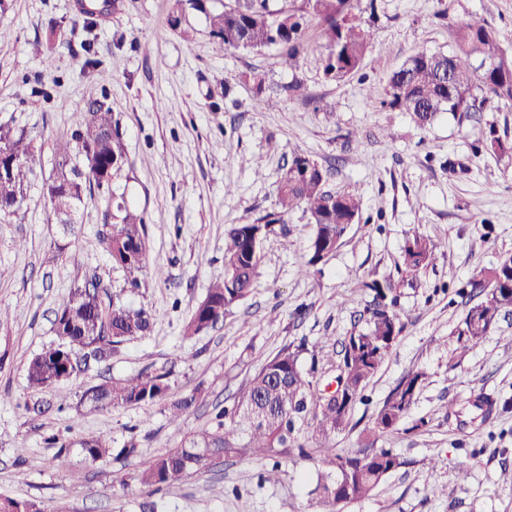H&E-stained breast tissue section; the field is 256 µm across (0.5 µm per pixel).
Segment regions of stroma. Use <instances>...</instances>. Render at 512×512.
Listing matches in <instances>:
<instances>
[{"mask_svg": "<svg viewBox=\"0 0 512 512\" xmlns=\"http://www.w3.org/2000/svg\"><path fill=\"white\" fill-rule=\"evenodd\" d=\"M79 0H5L0 26V124L34 136L35 177L18 219L0 223V496L35 498L49 512H322L313 495L318 464L281 456L279 481L259 475L268 460L224 457L203 474L156 491L132 479L138 467L210 428L239 387L280 349L330 337L321 354L332 380L346 336L365 295L353 281L392 272L414 232L443 248L415 288L399 291L405 328L354 407L357 426L337 432V447H361V426L382 408L409 372L426 375L408 418L413 428L376 440L404 461L367 498L344 512H512V408L483 423L470 412L447 416L448 401L477 393L512 397V311L456 364L465 307L457 288L480 269L512 253V159L478 151L488 128L512 141V107L483 113H441L418 126L406 112L385 107L389 74L409 56L447 51L456 23L487 22L512 50V0H376L362 10L374 50L341 82L326 79L318 55L286 64L277 48L227 50L210 34L205 14L191 11L184 40L168 21L170 0H116L111 19L89 27ZM94 41L112 69L109 81L84 66L82 46ZM42 43L43 55L32 48ZM278 93L277 108L256 97L253 75ZM301 79L306 97L289 94ZM53 86L50 100L34 96L36 81ZM107 97L130 161L127 198L146 224V267L140 286L126 287L100 241L105 192H94L80 216L76 240L59 236L41 186L55 143L70 137L83 102ZM308 155L331 168L332 190L352 189L362 221L340 246L304 276L299 266L314 226L296 210L263 246L256 286L214 329L188 338L184 326L211 281L224 268L230 225L257 222L273 211L284 163ZM154 315L150 332L114 346L106 363L41 393L27 388L25 365L55 338L53 311L84 276ZM167 370L170 395L197 394L195 409L173 423L163 405L94 410L80 406L102 378ZM110 436L119 448L136 440L128 460H84L78 441ZM55 435L71 444L70 465L58 469ZM470 456L466 480L452 466Z\"/></svg>", "mask_w": 512, "mask_h": 512, "instance_id": "stroma-1", "label": "stroma"}]
</instances>
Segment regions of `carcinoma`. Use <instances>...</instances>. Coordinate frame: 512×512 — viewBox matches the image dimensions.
Listing matches in <instances>:
<instances>
[{
    "mask_svg": "<svg viewBox=\"0 0 512 512\" xmlns=\"http://www.w3.org/2000/svg\"><path fill=\"white\" fill-rule=\"evenodd\" d=\"M210 0H173L170 25L181 30L189 9L205 13L211 34L226 49L258 51L278 46L289 61L302 53H318L325 78L342 81L356 73L372 51L369 31L356 19L360 0H303L304 7L273 9L270 0H233L221 9L210 10ZM315 25L318 38L310 40L307 29ZM87 68L106 81L110 72L103 68L94 43L85 46ZM384 105L411 114L420 126L434 121L441 112L479 113L502 105H512V52L504 49L496 32L483 21L458 25L451 51L416 53L389 77ZM81 119L71 138L55 146V164L45 183V197L54 214L75 212L66 234H77L81 209L87 195L101 188V180H118L129 160L123 148L118 121L112 115L107 97L92 99L79 106ZM481 148L500 156H512V142L489 131ZM0 163L13 175L0 180V216L16 215L22 208L35 151L33 139L23 128L0 126ZM90 177L76 178L77 165ZM331 169L304 154H295L284 168L278 188L276 208L264 216L262 224H233L224 238V270L207 289L185 327V336L206 332L233 306L252 291L259 275L263 244L274 232L273 225L285 223L296 209L310 216L315 230L303 264L308 272L328 259L343 238L348 225L361 221L360 200L352 191L328 188ZM112 209L104 218L108 233L103 235L105 250L113 266L127 276L131 287H139L138 274L146 266L145 220L117 184L108 188ZM442 243L415 233L404 247L395 272L380 279L358 281L355 287L368 291L360 319L364 327L342 342L341 358L334 379L336 389L321 385L318 345L307 347L302 340L285 347L255 373L237 392L233 404L216 416L215 425L192 438L179 449L156 456L133 474L143 489L170 487L191 474L208 471L215 459L250 448L272 461L261 474L267 481L279 472V457L297 449L300 457L316 456L320 462L314 488L324 512H341L342 507L374 491L388 475L402 466L391 448L374 443L354 452L335 447L333 436L349 426L356 403L363 399L367 382L378 372L397 337L404 329L397 311V289L412 285L420 273L432 265ZM470 306L458 331L460 354L480 344L502 314L512 311V254L502 256L492 267L481 269L457 291ZM60 317L58 338L29 359L26 365L28 389L37 392L69 378L71 359L93 347L94 360L102 361L112 347L128 339L144 337L152 315L144 308L123 302L121 293L101 294V283L85 280L62 298L56 309ZM309 351L308 369L299 361ZM424 373L408 374L391 391L378 411L369 435L376 438L393 434L409 416L416 390ZM164 373H139L90 386L84 402L95 409L112 406L164 404L169 420L179 421L195 402V397L172 398ZM85 460L96 462L111 455L128 458L136 452L127 442L113 452L106 435L80 440ZM0 512H48L42 501L0 496Z\"/></svg>",
    "mask_w": 512,
    "mask_h": 512,
    "instance_id": "obj_1",
    "label": "carcinoma"
}]
</instances>
